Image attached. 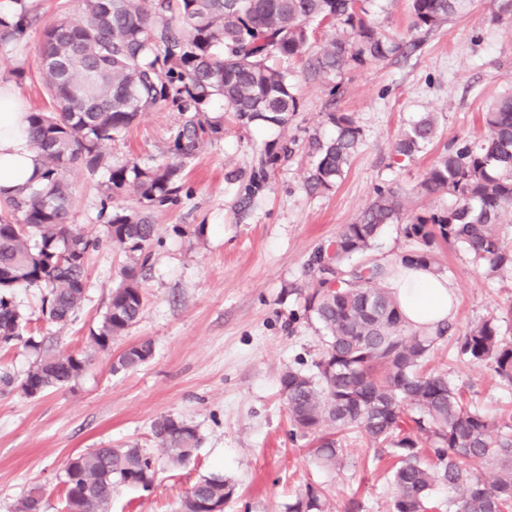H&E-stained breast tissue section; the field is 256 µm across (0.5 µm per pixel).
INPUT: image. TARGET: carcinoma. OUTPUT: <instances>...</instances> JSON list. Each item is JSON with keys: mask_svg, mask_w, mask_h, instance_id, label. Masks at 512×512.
<instances>
[{"mask_svg": "<svg viewBox=\"0 0 512 512\" xmlns=\"http://www.w3.org/2000/svg\"><path fill=\"white\" fill-rule=\"evenodd\" d=\"M464 3L412 0V29L439 30ZM364 14L359 0H83L80 17H62L45 27L36 68L54 111L29 113L27 127L43 182L0 198V347L21 338L23 314L15 289H44L42 312L60 325L72 321L85 299L86 259L98 241L70 224L66 171L103 166V147L148 109L172 106L186 114L173 134V151L188 158L222 128L218 121L199 120L215 96L242 125H285L299 108L293 61H305L309 76L331 84L335 95V79L352 64L384 62L402 49H420L421 38L399 43ZM30 24L25 13L15 23L0 21V41ZM321 24L334 34L318 44L313 32ZM327 119L335 135L309 142L314 163L306 184L312 191L337 185L360 142L352 114L329 112ZM482 121L483 137L445 146L417 186L420 195L453 196L451 207L410 214L405 194L379 188L353 223L313 253L316 286L307 309L324 330V349L314 363L316 373L290 369L280 379L293 430L314 436L312 453L324 466H340L338 434L348 428L375 444L394 446L393 512H429L437 484L456 492L448 512H512V410L489 418L464 387L430 367L453 324L414 328L387 287L400 267L443 272L434 253L439 241L462 250L487 279L501 282L512 272V250L503 235L512 214V93L496 98ZM437 136V119L427 112L401 133L394 150L410 158ZM106 168L109 199L131 189L150 206L180 190L174 165L144 168L126 161ZM394 223L403 224L410 249L390 261H353L367 255L384 225ZM106 233L135 259L124 268L90 336L101 349L142 315L144 252L158 229L144 214L121 210L107 215ZM511 321L512 302L458 337L456 358L488 364L511 386L512 336L501 329ZM151 353L148 341L131 345L113 360L112 371L134 369ZM87 362L82 354L43 355L28 371L22 391L30 397L62 387L76 380ZM153 434L173 464L186 461L199 440L194 426L171 416L155 421ZM421 434L432 444L425 452ZM473 457L494 465L490 478L463 468V460ZM156 473L155 459L135 446L72 456L64 480L68 512H106L116 486L151 485ZM231 493L223 478L205 477L187 492L183 512H224ZM322 506V493L310 487L290 512H323Z\"/></svg>", "mask_w": 512, "mask_h": 512, "instance_id": "carcinoma-1", "label": "carcinoma"}]
</instances>
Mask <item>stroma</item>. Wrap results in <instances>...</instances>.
I'll use <instances>...</instances> for the list:
<instances>
[{
    "label": "stroma",
    "instance_id": "obj_1",
    "mask_svg": "<svg viewBox=\"0 0 512 512\" xmlns=\"http://www.w3.org/2000/svg\"><path fill=\"white\" fill-rule=\"evenodd\" d=\"M17 12L37 23L0 43V86L18 92L29 111H45L50 99L36 71L40 29L61 15H77L80 0H13ZM368 19L399 39H410L411 0H361ZM297 73L299 109L284 125L239 124L222 100L209 106L222 133L206 139L181 162L173 200L144 207L133 192L107 197L106 169L68 175L70 222L98 239L90 251L88 288L74 321L57 326L43 318L40 289L15 291L28 319L26 336L48 340L53 352L84 353L86 370L70 384L40 397L20 385L40 359L16 343L0 349V368L14 377L0 386V512H18L31 488L42 490L41 512H66L63 479L71 456L103 446L131 444L153 455L157 475L149 489L120 486L109 512H181L187 491L201 478L223 476L233 494L224 512H288L307 487L324 489L325 512H392L395 462L387 445L352 433L343 441L341 466L323 467L310 438L292 431L280 378L288 370L313 372L321 333L305 314L314 250L355 221L377 187L409 191V206L443 210L453 197L412 192L422 172L454 139L482 136V113L512 91V21L492 17L490 0H467L446 26L425 35L421 51L384 62L353 66L329 96L323 81ZM353 113L361 142L342 180L327 191L307 192L309 139L335 129L330 112ZM434 113L436 140L413 158L396 155L399 134L423 113ZM183 116L166 107L141 114L106 158L150 167L173 161L171 134ZM276 164L264 165L266 153ZM142 211L158 228L141 280L145 307L138 323L109 348L90 334L131 262L106 234L102 207ZM455 288L454 335L512 301V279L488 281L467 255L438 251ZM151 341L153 355L139 368L113 373V359L127 346ZM450 345L433 365L463 384L488 415L512 403V387L490 367L452 359ZM172 416L196 427L198 448L180 465L161 456L155 420Z\"/></svg>",
    "mask_w": 512,
    "mask_h": 512
}]
</instances>
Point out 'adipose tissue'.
Masks as SVG:
<instances>
[{"label":"adipose tissue","mask_w":512,"mask_h":512,"mask_svg":"<svg viewBox=\"0 0 512 512\" xmlns=\"http://www.w3.org/2000/svg\"><path fill=\"white\" fill-rule=\"evenodd\" d=\"M27 110L15 92L0 87V196L41 181L42 163L26 137ZM406 320L415 327L454 318V287L444 275L404 268L389 283Z\"/></svg>","instance_id":"1"}]
</instances>
